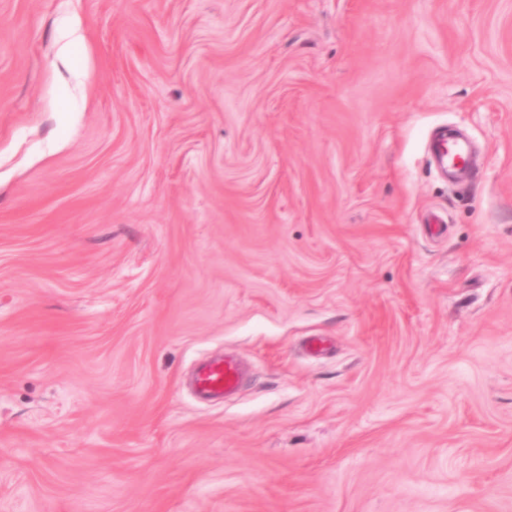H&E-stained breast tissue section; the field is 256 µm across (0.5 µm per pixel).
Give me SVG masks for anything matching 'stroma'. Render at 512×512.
I'll return each mask as SVG.
<instances>
[{
  "label": "stroma",
  "mask_w": 512,
  "mask_h": 512,
  "mask_svg": "<svg viewBox=\"0 0 512 512\" xmlns=\"http://www.w3.org/2000/svg\"><path fill=\"white\" fill-rule=\"evenodd\" d=\"M0 512H512V0H0ZM431 150L440 160L447 161L448 167L460 172L467 171L466 152L458 141L449 139L447 129L438 130L435 133L431 142ZM244 382V372L233 356L208 357L194 366L192 393L201 401L219 402L236 394Z\"/></svg>",
  "instance_id": "obj_1"
}]
</instances>
